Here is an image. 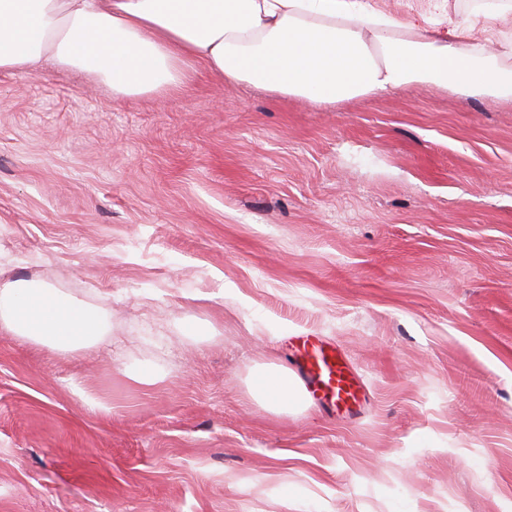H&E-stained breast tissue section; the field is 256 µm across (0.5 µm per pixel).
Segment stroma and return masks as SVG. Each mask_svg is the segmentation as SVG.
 <instances>
[{"mask_svg":"<svg viewBox=\"0 0 512 512\" xmlns=\"http://www.w3.org/2000/svg\"><path fill=\"white\" fill-rule=\"evenodd\" d=\"M0 280L106 312L0 332V512H512V103L0 71ZM308 333L353 412L250 396Z\"/></svg>","mask_w":512,"mask_h":512,"instance_id":"1","label":"stroma"}]
</instances>
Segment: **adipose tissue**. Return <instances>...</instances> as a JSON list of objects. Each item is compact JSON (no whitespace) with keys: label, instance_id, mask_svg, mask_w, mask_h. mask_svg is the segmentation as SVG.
<instances>
[{"label":"adipose tissue","instance_id":"1","mask_svg":"<svg viewBox=\"0 0 512 512\" xmlns=\"http://www.w3.org/2000/svg\"><path fill=\"white\" fill-rule=\"evenodd\" d=\"M512 0H486L460 21L448 0L391 13L379 0H0V71L43 58L96 75L115 98L175 93L197 65L228 84L332 107L409 87L512 102V41L488 50ZM104 313L49 286L0 283V329L63 349L95 344ZM251 396L278 413L306 393L288 368L263 365Z\"/></svg>","mask_w":512,"mask_h":512}]
</instances>
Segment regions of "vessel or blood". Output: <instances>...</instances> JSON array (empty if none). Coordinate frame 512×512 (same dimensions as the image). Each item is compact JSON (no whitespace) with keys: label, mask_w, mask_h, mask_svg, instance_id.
Segmentation results:
<instances>
[{"label":"vessel or blood","mask_w":512,"mask_h":512,"mask_svg":"<svg viewBox=\"0 0 512 512\" xmlns=\"http://www.w3.org/2000/svg\"><path fill=\"white\" fill-rule=\"evenodd\" d=\"M297 352L307 389L315 399L333 406L355 401V383L333 348L316 337L302 336L297 341Z\"/></svg>","instance_id":"1"}]
</instances>
